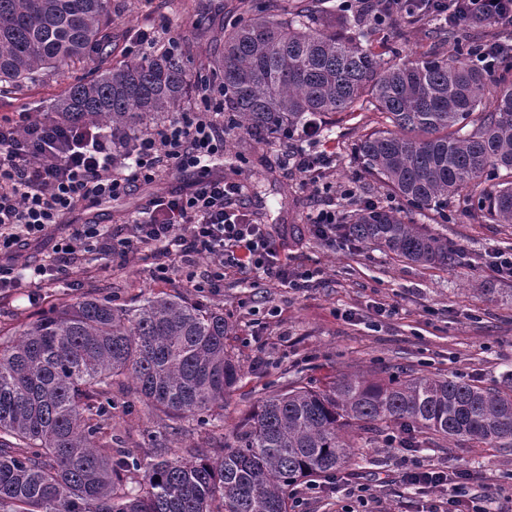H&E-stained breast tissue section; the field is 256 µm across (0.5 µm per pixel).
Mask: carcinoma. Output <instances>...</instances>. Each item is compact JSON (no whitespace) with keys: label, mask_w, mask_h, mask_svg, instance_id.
Instances as JSON below:
<instances>
[{"label":"carcinoma","mask_w":512,"mask_h":512,"mask_svg":"<svg viewBox=\"0 0 512 512\" xmlns=\"http://www.w3.org/2000/svg\"><path fill=\"white\" fill-rule=\"evenodd\" d=\"M301 0L240 20L216 40L208 80L224 89V126L257 143L372 110L388 126L362 135L365 173L400 207L350 203L344 235L416 264L451 266L460 249L413 222H448V201L512 224V46L495 72L475 66L486 27L429 28L456 55L384 59L368 44L383 0L329 15ZM109 0H0V92L38 81L107 42ZM192 87L182 54L156 46L70 86L59 119L127 139L157 126ZM506 178L496 182L500 171ZM224 314L171 294L137 304L88 292L0 334V512H289L302 480L347 466L355 435L403 424L442 439L512 447V371L484 387L413 371L342 373L321 389L291 383L259 400L216 456L162 444L141 462L117 441L114 389L175 436L224 429V397L242 379ZM140 474L127 488L130 474Z\"/></svg>","instance_id":"obj_1"}]
</instances>
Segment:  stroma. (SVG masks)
<instances>
[{
  "instance_id": "35a3bbf8",
  "label": "stroma",
  "mask_w": 512,
  "mask_h": 512,
  "mask_svg": "<svg viewBox=\"0 0 512 512\" xmlns=\"http://www.w3.org/2000/svg\"><path fill=\"white\" fill-rule=\"evenodd\" d=\"M251 4L112 0L111 50L89 52L27 87L0 94V116L52 115L68 85L127 58L130 39L142 27L176 38L194 77H203L209 47ZM377 125V114L364 111L337 122L332 136L306 137L304 149L332 158L313 181L295 166L283 165V145H258L236 130L224 132L225 178L243 184V206L296 264L321 270L313 287L294 290L259 273L230 270L220 294L203 299L184 279L153 280L148 262L135 255L125 266L100 272L64 293L75 299L93 291L130 301L165 292L223 310L234 327L229 343L244 376L224 399L223 430L210 437L200 429L182 434L171 446L173 453L184 454L190 445L231 444L234 428L268 388L280 389L297 379L322 387L341 372L410 368L490 386L512 370V279L498 278L486 265L487 253L512 254V225L477 223L455 203L444 224H434L428 214L414 215L415 223L447 235L463 251L461 263L448 268L408 263L372 247L310 233L309 214L330 200L345 206V191L364 201L391 203L387 189L370 180L354 156L357 139ZM164 188L161 182L143 184L93 211L77 209L65 221L77 224L92 215L118 228ZM116 422L125 447L144 459L165 432L161 421L140 411L117 415ZM417 466L467 469L472 493L484 498L489 512H512V447L441 440L404 426L377 427L358 436L348 471L360 477L366 491L350 489L341 480L314 489L303 482L296 488L293 512H426L447 495L406 483L405 472Z\"/></svg>"
}]
</instances>
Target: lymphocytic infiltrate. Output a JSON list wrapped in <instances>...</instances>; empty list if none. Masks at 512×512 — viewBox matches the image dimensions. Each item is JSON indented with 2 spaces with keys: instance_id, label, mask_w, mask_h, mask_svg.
<instances>
[{
  "instance_id": "lymphocytic-infiltrate-1",
  "label": "lymphocytic infiltrate",
  "mask_w": 512,
  "mask_h": 512,
  "mask_svg": "<svg viewBox=\"0 0 512 512\" xmlns=\"http://www.w3.org/2000/svg\"><path fill=\"white\" fill-rule=\"evenodd\" d=\"M426 14L460 25L470 20L512 26V0H420ZM196 105L168 123L120 144L87 123L43 119L28 112L0 117V298L38 290L64 275L73 281L97 276L88 256L125 264L147 253L153 275L170 280L185 274L197 292L215 295L227 269L261 272L303 288L309 272H289L265 225L254 223L240 204L243 186L210 176L224 152V95L197 83ZM177 179L176 187L151 198L123 227L113 230L90 219L62 237L49 231L78 206L94 207L128 193L138 183ZM52 239L41 261L21 255L31 243ZM206 260L201 272L182 265Z\"/></svg>"
}]
</instances>
